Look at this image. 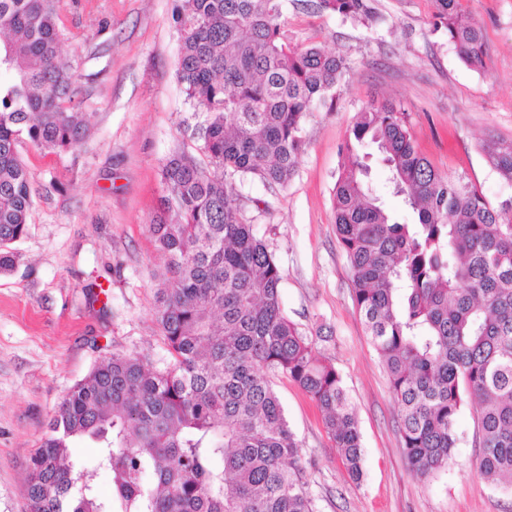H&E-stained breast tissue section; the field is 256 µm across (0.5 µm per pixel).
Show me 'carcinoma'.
Masks as SVG:
<instances>
[{"label": "carcinoma", "mask_w": 512, "mask_h": 512, "mask_svg": "<svg viewBox=\"0 0 512 512\" xmlns=\"http://www.w3.org/2000/svg\"><path fill=\"white\" fill-rule=\"evenodd\" d=\"M433 29L470 68L486 51L459 0H432ZM319 14L371 24L367 0H312ZM284 0H180L177 78L206 113L198 152L171 155L150 232L166 259L156 317L158 367L114 353L76 383L30 458L27 512H316L299 444L269 375L317 403L348 471L362 477L361 435L342 378L284 315L274 255L243 222L233 180L284 186L303 150V120L329 109L346 69L318 44L296 47ZM58 0H0V271L33 203L17 145L67 151L86 135L74 74L58 62ZM377 146L416 222L376 202L359 148ZM480 148L512 184V141ZM336 233L353 299L398 402L414 475L448 467L456 422L475 401L476 467L512 486V197L493 204L441 175L413 145L405 113L370 104L341 147ZM97 445L72 458L75 442ZM110 476V493L96 486ZM152 475L155 483L146 482Z\"/></svg>", "instance_id": "obj_1"}]
</instances>
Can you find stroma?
Returning <instances> with one entry per match:
<instances>
[{
  "instance_id": "stroma-1",
  "label": "stroma",
  "mask_w": 512,
  "mask_h": 512,
  "mask_svg": "<svg viewBox=\"0 0 512 512\" xmlns=\"http://www.w3.org/2000/svg\"><path fill=\"white\" fill-rule=\"evenodd\" d=\"M177 0H60V58L75 71L89 133L75 148L18 151L34 204L19 259L0 273V512H25L31 455L69 389L103 357L146 356L166 346L155 319V273L165 259L149 226L164 194L160 170L179 149L196 151L200 117L177 79ZM364 27L286 0L292 45L344 54L334 108L313 106L304 149L288 185L235 182L240 212L279 266L285 316L331 362L355 407L363 476L352 479L310 397L277 374L273 387L299 445L317 512H512V491L481 477L476 417L460 412L456 465L416 478L399 432L398 403L353 301L337 239L333 189L341 148L357 112L389 101L408 115L418 151L440 173L463 176L487 200L512 196L480 152L512 140V0H460L483 26L481 69L465 66L432 30V0H369ZM374 196L397 219L415 214L395 194L373 147H366ZM102 285L105 296L89 287Z\"/></svg>"
}]
</instances>
